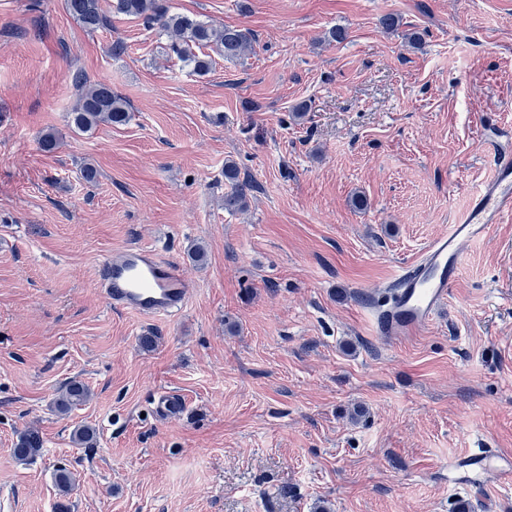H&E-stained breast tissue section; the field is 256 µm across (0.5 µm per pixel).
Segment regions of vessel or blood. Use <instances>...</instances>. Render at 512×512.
<instances>
[{"label":"vessel or blood","instance_id":"obj_1","mask_svg":"<svg viewBox=\"0 0 512 512\" xmlns=\"http://www.w3.org/2000/svg\"><path fill=\"white\" fill-rule=\"evenodd\" d=\"M507 215L512 216V152L498 150L492 179L472 195L457 224L395 275L393 299L377 313L380 333L408 336L427 325L449 296L464 247ZM98 282L113 308L145 317L181 312L189 293L179 265L146 247H131L101 262Z\"/></svg>","mask_w":512,"mask_h":512}]
</instances>
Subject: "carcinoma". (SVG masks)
<instances>
[{"mask_svg":"<svg viewBox=\"0 0 512 512\" xmlns=\"http://www.w3.org/2000/svg\"><path fill=\"white\" fill-rule=\"evenodd\" d=\"M72 18L87 30H97L106 24L99 0H66ZM112 12L139 19L149 28L156 27L169 39V50L179 60L205 75L213 60L206 53L197 54L193 48H211L226 59H234L251 50L254 35L244 26L215 27L188 16L170 12L166 0H112ZM131 115L127 102L106 83H96L84 89L76 106L68 114L69 125L77 132L88 133L102 124L124 125ZM224 180L231 190L224 194V209L239 210L246 205L248 187L239 181L238 168L232 162L224 165ZM88 388L81 382H71L55 400L61 413L84 403ZM38 433L20 435L12 454L21 463L32 461L41 451ZM54 482L60 493L68 495L74 482L72 472L60 467L55 470Z\"/></svg>","mask_w":512,"mask_h":512,"instance_id":"carcinoma-1","label":"carcinoma"}]
</instances>
